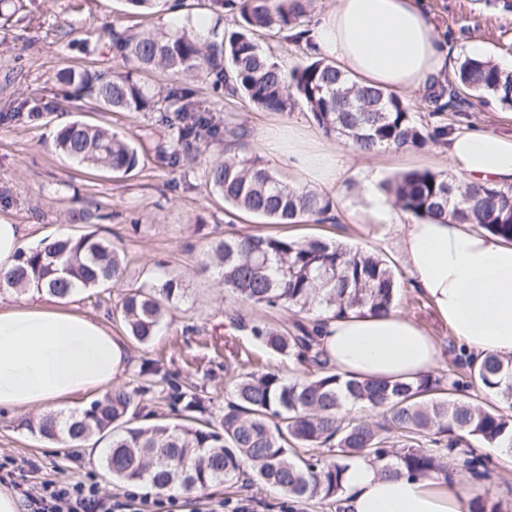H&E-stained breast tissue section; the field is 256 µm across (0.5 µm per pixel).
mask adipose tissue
Masks as SVG:
<instances>
[{"label":"adipose tissue","instance_id":"obj_1","mask_svg":"<svg viewBox=\"0 0 512 512\" xmlns=\"http://www.w3.org/2000/svg\"><path fill=\"white\" fill-rule=\"evenodd\" d=\"M425 0H332L312 35L319 51L359 82L398 96L426 90L448 67ZM448 169L467 185H512V133L455 128ZM284 161L325 188L340 186L347 166L331 148L288 142ZM368 220L392 226L410 285L424 295L452 336L481 358H512V245L456 222L401 221L388 199L364 182ZM325 351L339 374L413 381L438 367L429 333L399 311L354 310L329 320ZM127 354L100 321L68 308L46 287L25 297L0 295V410L49 411L111 389ZM343 512H468V494L444 478L395 475L368 461L345 472Z\"/></svg>","mask_w":512,"mask_h":512}]
</instances>
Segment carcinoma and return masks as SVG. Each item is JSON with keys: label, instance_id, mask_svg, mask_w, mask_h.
I'll return each mask as SVG.
<instances>
[{"label": "carcinoma", "instance_id": "cac0c4a2", "mask_svg": "<svg viewBox=\"0 0 512 512\" xmlns=\"http://www.w3.org/2000/svg\"><path fill=\"white\" fill-rule=\"evenodd\" d=\"M212 2L236 14V30L204 40L187 27L176 33H132L114 26L112 52L129 70L65 69L60 80L105 112H147L167 127L171 140L154 148V160L163 166L183 168L201 148L224 146V154L206 167L205 184L224 204L268 224L334 222L337 202L316 189L289 184L257 154L232 152L245 129L201 108L190 84L240 94L264 112H286L299 101L319 129L363 155L446 145L448 125L422 124L401 97L357 83L321 56H308L286 72L258 43L260 34L279 35L299 25L311 0ZM154 70L168 74L171 83L151 89L134 76ZM467 95H489L511 110L512 71L489 57L467 56L448 87L428 100L438 113L457 108ZM55 148L79 164L122 176L148 161L112 129L78 119L57 132ZM384 190L396 208L418 219L473 224L512 243V186L472 188L446 173L415 169L388 180ZM125 265V256L108 239L67 235L21 251L15 269L0 279V290L22 292L30 281L45 280L49 292L64 297L120 282ZM195 269L216 274L225 290L253 306L316 314L281 324L232 321L264 351L288 359L292 375L249 358L226 366L224 413L213 417L203 396L160 361L147 359L139 367L137 387H115L67 416L31 420L27 430L71 447L96 435L108 440L100 466L121 484L157 492L221 482L263 484L288 497V512L313 500L340 508L344 474L355 458L398 474L448 480L452 473L443 462L448 455L481 483L489 472L479 448L512 451V359L462 354L458 360L468 370L467 381L454 373L389 381L345 379L336 372L322 347L321 321L356 308L385 314L395 307L398 278L378 254L319 237L229 233L200 252ZM184 294L177 274L158 287H131L115 306L116 318L136 343L147 346ZM158 382L168 386L172 421L146 411L144 396ZM474 385L498 404L482 408L457 397ZM349 405L367 407L383 415V422L354 418L346 411Z\"/></svg>", "mask_w": 512, "mask_h": 512}]
</instances>
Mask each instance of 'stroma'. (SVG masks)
I'll return each mask as SVG.
<instances>
[{
	"mask_svg": "<svg viewBox=\"0 0 512 512\" xmlns=\"http://www.w3.org/2000/svg\"><path fill=\"white\" fill-rule=\"evenodd\" d=\"M186 3L184 13H149L130 10L125 0H22L21 10L0 25V112L19 114L18 119L0 121V219L28 225L36 244L59 234L93 233L110 239L124 252L127 268L122 282L80 291L74 301L77 311L105 320L113 337L124 342L128 363L115 385L137 387L141 361L159 358L180 382L198 386L209 399L212 413L218 415L224 409L225 362L235 361L247 350L266 358L270 367L288 371L287 360L265 357L251 337L230 322L234 316L263 317V310L238 301L215 277L194 271L200 249L234 231L319 236L381 254L398 276L397 310L434 336L443 351L438 370L447 373L460 346L429 302L410 286L391 227L366 220L357 177L348 178L333 191L339 201V224H263L225 207L223 199L206 188L205 167L222 155L223 146H208L184 169L151 162L141 171L117 178L79 166L56 152L57 130L75 119L108 125L148 152L168 139V130L154 125L147 115L99 111L93 100L78 97L74 87L60 83L58 73L66 66L123 71V63L112 57L108 37L112 27L135 32L168 30L179 27L187 16L213 20L208 0ZM426 5L448 48L446 78H453L454 67L474 50L498 63L512 60V0H426ZM198 102L218 118L244 126L248 136L239 153L260 155L289 182L294 175L279 153L270 149L268 140L270 134L290 129L310 146L339 150L349 168L370 166L381 185L402 171L447 169L446 157L430 146L360 154L340 139L325 135L300 103L288 112H264L241 97H214L204 87ZM441 120L500 133L512 131V116L491 98L464 100L458 111H446ZM85 206L99 209L106 221L72 223V212ZM170 274L183 275L185 300L166 317L153 345L142 347L126 340L124 330L110 315L116 301L128 287L158 285ZM28 418L25 412H0V483L31 489L49 480L92 481L106 497L131 493L114 485L101 469L103 446L89 441L71 447L41 439L25 430L23 423ZM486 459L487 481L471 483L464 473L459 480L468 484L470 497H487L501 502L504 512H512V464L491 453ZM170 495L178 501V512H213L219 503L231 512L242 498L251 500L254 512H280L282 501L281 494L269 488L223 484L191 495L174 489Z\"/></svg>",
	"mask_w": 512,
	"mask_h": 512,
	"instance_id": "1",
	"label": "stroma"
}]
</instances>
